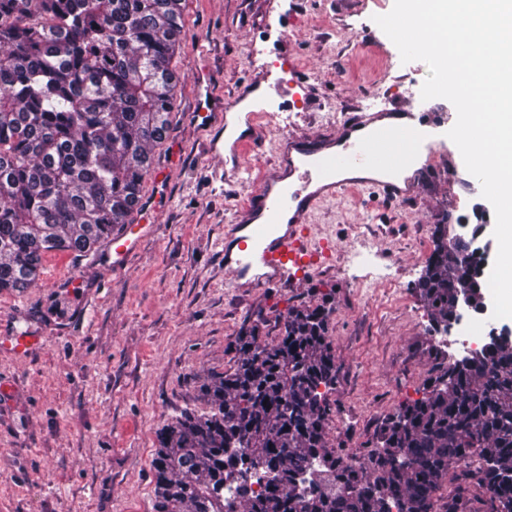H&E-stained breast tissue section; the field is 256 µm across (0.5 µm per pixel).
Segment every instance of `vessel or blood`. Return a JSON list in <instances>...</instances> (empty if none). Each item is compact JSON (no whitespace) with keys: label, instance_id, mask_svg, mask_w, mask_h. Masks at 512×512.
<instances>
[{"label":"vessel or blood","instance_id":"b4317fda","mask_svg":"<svg viewBox=\"0 0 512 512\" xmlns=\"http://www.w3.org/2000/svg\"><path fill=\"white\" fill-rule=\"evenodd\" d=\"M200 109L209 133L208 155L224 167L225 182H234L240 167L228 165L226 157L238 154L240 144L225 143L228 121H213L208 101H201ZM400 116L403 125L388 126L385 113L364 112L328 140L296 135L280 146L279 169L260 183L241 214L224 227V269L236 287H273L296 280L325 259V251L311 244L312 216L345 188L369 189L389 200L409 197V188L390 173L410 163L415 148H431L435 116L412 106L402 108ZM156 211V206L144 207L135 223L113 235L103 258L108 274L121 272L142 240L154 233ZM46 342V337L15 331L0 336V353L23 360Z\"/></svg>","mask_w":512,"mask_h":512}]
</instances>
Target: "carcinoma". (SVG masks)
Here are the masks:
<instances>
[{"instance_id": "obj_1", "label": "carcinoma", "mask_w": 512, "mask_h": 512, "mask_svg": "<svg viewBox=\"0 0 512 512\" xmlns=\"http://www.w3.org/2000/svg\"><path fill=\"white\" fill-rule=\"evenodd\" d=\"M183 32L181 0H0L1 291L35 285L46 253H87L130 223ZM469 246L434 250L420 282L445 330L461 283L482 311ZM328 320L322 305L290 309L276 341L257 326L238 338L234 366L200 387L209 410L158 432L153 512H512V345L440 363L344 480L325 442Z\"/></svg>"}]
</instances>
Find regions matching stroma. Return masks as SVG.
Instances as JSON below:
<instances>
[{
    "label": "stroma",
    "mask_w": 512,
    "mask_h": 512,
    "mask_svg": "<svg viewBox=\"0 0 512 512\" xmlns=\"http://www.w3.org/2000/svg\"><path fill=\"white\" fill-rule=\"evenodd\" d=\"M394 0H182V44L172 60L178 82L166 139L153 166L164 187L145 180L143 195L162 196L154 234L127 269L112 277L80 336L48 339L31 358L0 356V512H153L157 433L183 412L204 410L200 386L236 359V342L253 327L276 339L289 309L325 305L336 355V384L326 445L363 455L388 418L420 399L438 361L434 322L419 283L441 224H478L497 252L493 208L471 192L461 155H449L456 109L422 100L429 71L402 63L375 23ZM206 37L198 58L196 37ZM269 87L255 104L260 138L245 147L241 181L227 183L207 155L197 88L232 106L256 71ZM308 83L299 103L275 88ZM442 114L436 144L414 197L390 202L348 190L314 213L333 246L330 261L273 288H231L224 270V226L278 162L284 132L323 137L358 112L405 101ZM99 253L46 255L36 285L0 292V330L47 335L70 319L80 292L61 287L101 278Z\"/></svg>",
    "instance_id": "obj_1"
}]
</instances>
